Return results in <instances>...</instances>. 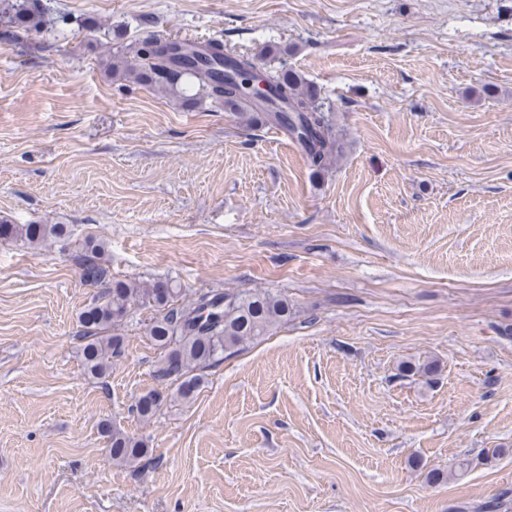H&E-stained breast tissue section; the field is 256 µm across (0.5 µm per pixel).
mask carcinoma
<instances>
[{"label": "carcinoma", "instance_id": "cac0c4a2", "mask_svg": "<svg viewBox=\"0 0 512 512\" xmlns=\"http://www.w3.org/2000/svg\"><path fill=\"white\" fill-rule=\"evenodd\" d=\"M43 0H0V13L8 17L0 40L14 42L21 34L41 31L48 18ZM132 59L122 65L107 60L105 69L121 81L149 87H162L191 103L202 94L236 111L247 122L263 120L278 126L304 153L315 172L328 170L332 160L343 153V138L329 116L321 110L317 91L292 69L271 72L258 70L252 59L224 49L212 40L204 45L178 47L149 36L129 47ZM259 73L270 85L268 99L256 102L241 86L240 78ZM66 233L61 224H9L0 222V239L38 249ZM84 283L103 285L80 313L84 344L81 359L86 374L105 380L112 369V358L124 350V337L112 333L114 326L129 313L132 305L152 306L155 316L148 326L154 344L164 350L157 377L179 382L177 393L191 398L201 385L194 370L222 358L266 335L278 322L288 319L292 307L288 298L267 292L247 294L206 291L185 303L184 290L172 281L126 282L109 278L105 266V246L90 239L76 255ZM434 362H406L405 376L434 373ZM161 395L149 392L136 405L138 416L151 419L161 406ZM109 454L117 466L131 467L146 456L144 442L117 427L105 426Z\"/></svg>", "mask_w": 512, "mask_h": 512}]
</instances>
